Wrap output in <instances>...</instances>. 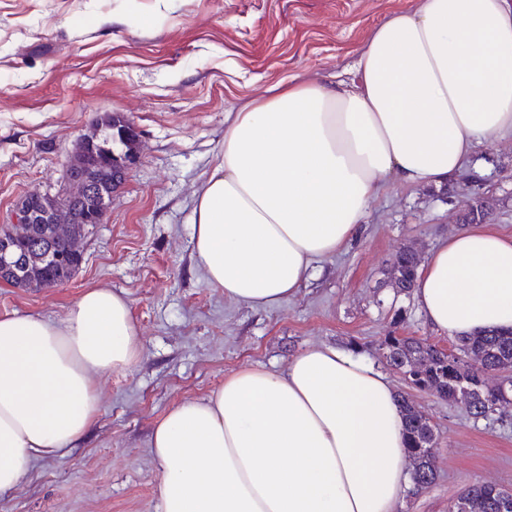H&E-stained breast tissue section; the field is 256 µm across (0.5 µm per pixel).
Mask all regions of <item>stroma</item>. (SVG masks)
<instances>
[{
  "label": "stroma",
  "mask_w": 512,
  "mask_h": 512,
  "mask_svg": "<svg viewBox=\"0 0 512 512\" xmlns=\"http://www.w3.org/2000/svg\"><path fill=\"white\" fill-rule=\"evenodd\" d=\"M415 0H0V225L34 191H55L77 138L99 115L129 120L137 163L90 228L68 283L0 285V316H61L90 286L124 295L140 340L136 366L100 377L86 440L34 463L0 512H159L150 442L172 407L201 399L247 367L285 371L297 352L329 344L384 368L391 335L451 339L431 330L388 271L463 227L470 199L485 226L512 231V136L476 144L445 184H397L366 212L359 235L316 262L298 292L248 307L205 286L191 245L193 209L224 153L235 112L279 80L335 81L372 29ZM435 428L438 478L397 512H448L468 483L512 489V419L475 420L458 403L411 389Z\"/></svg>",
  "instance_id": "stroma-1"
}]
</instances>
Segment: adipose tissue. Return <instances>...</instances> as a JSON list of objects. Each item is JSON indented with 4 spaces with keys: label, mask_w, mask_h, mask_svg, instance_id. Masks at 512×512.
I'll return each instance as SVG.
<instances>
[{
    "label": "adipose tissue",
    "mask_w": 512,
    "mask_h": 512,
    "mask_svg": "<svg viewBox=\"0 0 512 512\" xmlns=\"http://www.w3.org/2000/svg\"><path fill=\"white\" fill-rule=\"evenodd\" d=\"M512 134V0H420L372 31L348 78L281 80L224 129L194 208L207 287L274 307L360 229L392 185H438L475 142ZM427 325L512 330V232L449 234L418 272ZM128 300L86 288L56 320L0 316V492L91 429L95 379L136 365ZM151 452L162 512H394L409 482L405 419L385 374L333 346L284 372L248 367L171 408Z\"/></svg>",
    "instance_id": "adipose-tissue-1"
}]
</instances>
